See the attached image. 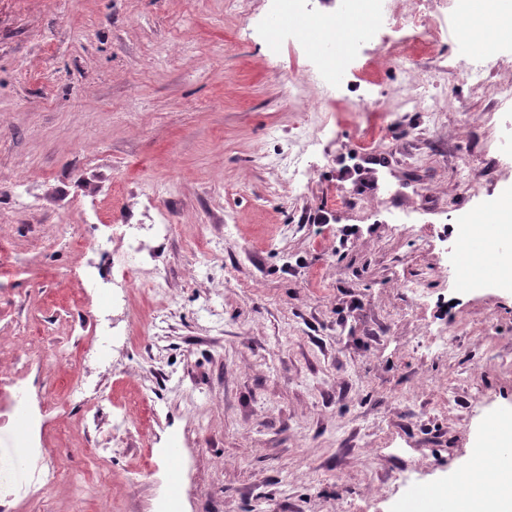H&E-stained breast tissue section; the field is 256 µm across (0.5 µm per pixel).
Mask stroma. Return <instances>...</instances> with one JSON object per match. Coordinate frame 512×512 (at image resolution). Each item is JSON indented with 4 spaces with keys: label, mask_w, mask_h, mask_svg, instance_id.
<instances>
[{
    "label": "stroma",
    "mask_w": 512,
    "mask_h": 512,
    "mask_svg": "<svg viewBox=\"0 0 512 512\" xmlns=\"http://www.w3.org/2000/svg\"><path fill=\"white\" fill-rule=\"evenodd\" d=\"M276 12L0 0V173L18 178L0 183V241L18 257L0 265V412L23 389L35 447L71 477L0 512H153L171 469L186 512H399L406 473L470 476L489 418L512 413V372L488 360L512 355V288L454 287L445 254L461 217L512 194L498 76H465L448 12L438 43L381 26L299 104L288 85L313 62L292 32L270 51ZM390 41L405 62L377 52ZM414 87L434 112L407 105ZM319 102L322 133L297 141ZM146 185L173 224L146 237L127 306L107 310L128 337L116 351L84 313L126 248L116 224L156 215ZM74 231L78 252L61 243ZM417 279L422 308L404 289ZM457 320L453 352L430 354ZM81 375L97 397L67 402ZM126 411L135 427L99 449Z\"/></svg>",
    "instance_id": "stroma-1"
}]
</instances>
